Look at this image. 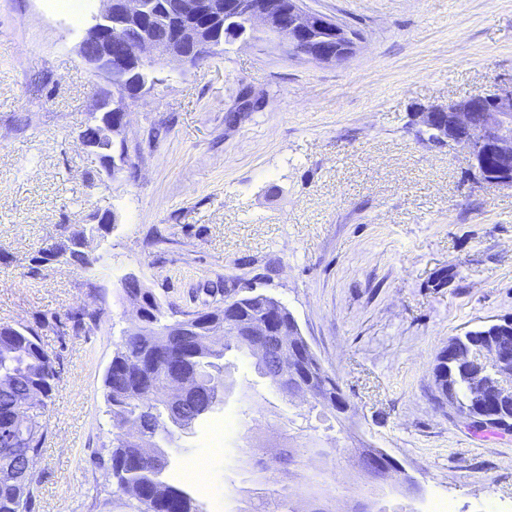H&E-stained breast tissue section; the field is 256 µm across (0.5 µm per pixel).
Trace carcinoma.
I'll list each match as a JSON object with an SVG mask.
<instances>
[{
    "mask_svg": "<svg viewBox=\"0 0 512 512\" xmlns=\"http://www.w3.org/2000/svg\"><path fill=\"white\" fill-rule=\"evenodd\" d=\"M55 250H39L38 261L64 258L73 267L81 266L83 259L65 240L54 244ZM127 295H141L150 299L147 304V333L131 334L122 331L116 344L111 365L104 377L105 413L112 422V438L102 445L94 456L95 465L104 470L106 481L112 487V495L124 501L128 512H203L196 499L183 488L163 480L167 468V453L155 445L157 460L140 455L139 442L143 439L161 438L174 440L175 434L169 423H176L175 414L163 393L167 392L169 364L175 360L184 368L183 377L189 384L209 391V406L189 411L185 418L192 424L212 411L224 394V352L232 348L244 355H251L249 348L232 336L217 346L206 336L208 331L224 330V303L217 302L204 309L202 323L204 333L190 337L185 344L176 343L172 332L180 326L163 320L161 304L146 289L136 283H124ZM239 316L256 318L268 312H278L279 323L293 328L294 316L280 301L260 294L246 295L236 302ZM170 335L164 336L162 332ZM457 350L465 354L477 344L505 345L512 348V335L499 336L494 327L469 331L454 338ZM316 386L321 399L315 405L334 414L336 380L317 363ZM57 379L55 361L41 347L38 332L25 325L0 324V435L17 430L16 421L23 417L29 425V437L23 451L40 454L44 446L47 403L19 412V398L23 391L37 387L44 399H49ZM437 392L452 396L459 410L472 413L478 410L479 385L471 378L468 366L460 364L434 367ZM39 481L30 474L23 481L10 486L0 485V512H36ZM254 512H298L294 502L273 484L259 499Z\"/></svg>",
    "mask_w": 512,
    "mask_h": 512,
    "instance_id": "cac0c4a2",
    "label": "carcinoma"
}]
</instances>
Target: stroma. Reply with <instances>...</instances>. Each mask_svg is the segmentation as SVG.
I'll use <instances>...</instances> for the list:
<instances>
[{
	"label": "stroma",
	"mask_w": 512,
	"mask_h": 512,
	"mask_svg": "<svg viewBox=\"0 0 512 512\" xmlns=\"http://www.w3.org/2000/svg\"><path fill=\"white\" fill-rule=\"evenodd\" d=\"M358 35L340 63L274 43L232 46L163 78L130 115L119 177L79 144L103 80L78 47L94 0H0V322L35 327L58 363L39 512H90L105 477L103 379L136 275L164 309L195 311L245 288L290 310L353 409L343 428L273 391L254 358H224L223 403L168 451L165 476L205 512H253L255 447L306 454L281 486L347 502L366 489L320 448L364 439L423 490L388 512H512V432H475L436 400L437 354L512 319V189L483 184L459 148L417 136L414 112L512 80V0H303ZM249 92L253 111H237ZM118 218L77 270L40 248L95 212ZM99 311L90 333L71 316Z\"/></svg>",
	"instance_id": "35a3bbf8"
}]
</instances>
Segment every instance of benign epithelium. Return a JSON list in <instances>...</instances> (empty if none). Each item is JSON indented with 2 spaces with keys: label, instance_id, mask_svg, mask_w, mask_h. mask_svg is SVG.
Segmentation results:
<instances>
[{
  "label": "benign epithelium",
  "instance_id": "1",
  "mask_svg": "<svg viewBox=\"0 0 512 512\" xmlns=\"http://www.w3.org/2000/svg\"><path fill=\"white\" fill-rule=\"evenodd\" d=\"M99 7L91 13L85 34L79 44V54L96 73L102 75L107 86L99 89L96 104L88 119L101 128L99 139L88 141L79 137L87 150L102 159L107 174L114 173L115 165L106 157L115 140H125L131 106L140 92L126 93L121 100L112 92L113 78L127 77L132 72L143 73L162 60L196 63L206 52H218L222 43L214 34H205L198 21L232 17L245 29L239 31L234 43L254 42L252 34L262 32L273 36L285 51L320 63H336L348 59L355 50L356 35L331 17L307 9L303 0H97ZM161 12L177 21L174 34L160 41L149 32H142L135 40L129 36L135 23ZM421 135L431 132L436 136L429 142L437 146H456L470 156L471 165L481 180L491 186L512 187V84L493 93H475L447 105H432L414 113ZM224 330L251 341L252 353L263 361L274 358L275 345L298 342L312 350L302 335L281 333L272 335V321L237 320L233 315L224 319ZM468 364L475 369L476 380L484 378L487 369L501 372L498 383L482 386L487 401L495 411L485 416L490 422L505 413L502 402L512 391V353L496 346L476 350ZM272 378L293 399L309 401L318 390L305 384L298 367L285 356H279ZM5 447L20 457L12 467L0 472V483L10 484L34 471L36 456L20 452L21 438L17 435L3 439ZM354 469L368 488V496L342 509L331 500L310 493L300 499L306 512H379L380 501L389 493L403 488L409 494H420L421 487L405 473L403 466L381 448L354 461Z\"/></svg>",
  "mask_w": 512,
  "mask_h": 512
}]
</instances>
